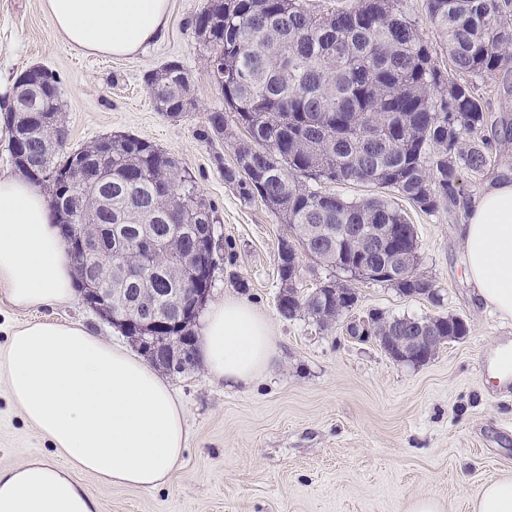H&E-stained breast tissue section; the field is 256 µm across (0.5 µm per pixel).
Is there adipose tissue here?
I'll list each match as a JSON object with an SVG mask.
<instances>
[{
  "label": "adipose tissue",
  "instance_id": "1",
  "mask_svg": "<svg viewBox=\"0 0 512 512\" xmlns=\"http://www.w3.org/2000/svg\"><path fill=\"white\" fill-rule=\"evenodd\" d=\"M53 33L94 55L128 57L161 40L170 0H44ZM473 297L512 319V182L488 181L459 229ZM73 266L47 196L19 173H0V299L18 312L76 298ZM199 353L208 377L249 386L277 353L269 318L225 296L204 317ZM0 378L56 461L0 469V512H98L77 473L152 489L170 481L187 444L184 409L145 359L86 327L29 321L0 349Z\"/></svg>",
  "mask_w": 512,
  "mask_h": 512
}]
</instances>
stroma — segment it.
<instances>
[{"label": "stroma", "mask_w": 512, "mask_h": 512, "mask_svg": "<svg viewBox=\"0 0 512 512\" xmlns=\"http://www.w3.org/2000/svg\"><path fill=\"white\" fill-rule=\"evenodd\" d=\"M206 2L171 0L162 42L109 58L77 52L56 38L43 0H0V82L14 84L27 68L44 66L60 81L69 149L134 135L191 170L216 210L209 300L228 293L246 298L270 319L279 354L273 369L235 389L211 381L199 364L168 373L188 430L168 484L116 487L88 473L79 474L80 483L98 512H406L418 494L439 498L445 512H470L482 485L512 477V384L501 387L488 371L499 343L512 340V320L472 301L457 232L465 202L487 178L512 175V143L493 154L484 174L463 177L458 204L427 215L398 202L418 235L419 270L432 279L440 303L384 283L354 285L355 315H457L469 324L467 336L413 366L394 361L374 341L351 338L344 323L323 329L304 316L283 319L278 243L287 227L261 199H243L225 183L234 151L203 136L206 114L224 107L193 26ZM172 60L188 73L194 98L181 118L158 112L145 82ZM47 318L129 343L79 299L28 313L0 304V347L15 326ZM52 456L0 380V469Z\"/></svg>", "instance_id": "35a3bbf8"}]
</instances>
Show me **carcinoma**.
<instances>
[{
  "label": "carcinoma",
  "instance_id": "carcinoma-1",
  "mask_svg": "<svg viewBox=\"0 0 512 512\" xmlns=\"http://www.w3.org/2000/svg\"><path fill=\"white\" fill-rule=\"evenodd\" d=\"M432 34L419 27L407 0H209L194 29L206 65L224 92V110L206 115L208 140H228L235 163L224 182L245 199L260 198L289 234L278 245L283 286L279 313L336 323L348 307L336 299L345 284L332 274L314 292L298 291L299 255L356 280L387 283L405 296L441 298L418 271L417 233L393 200L349 199L323 184H370L404 198L425 214L457 203L463 174L479 175L509 138L479 93L477 81L512 62V0H424ZM23 126L13 113L8 150L17 159L22 136L34 157L29 176L52 191L81 195L85 219L98 225V248L138 254L137 224L122 222L134 207L152 218L154 236L190 257L214 240L215 210L192 172L169 153L134 135L102 138L70 152L52 146L62 111L59 79L42 72L27 97ZM156 110L179 118L191 105L189 76L176 61L146 79ZM244 129L248 140L239 141ZM112 171V213L96 208L97 177ZM195 204L182 223L164 218L165 189ZM383 246L365 258L354 228ZM405 255L403 269L386 263ZM170 252L153 254L155 274L140 279L112 271V305L135 311L149 297L159 310L187 276ZM441 336H465L460 317H433Z\"/></svg>",
  "mask_w": 512,
  "mask_h": 512
}]
</instances>
